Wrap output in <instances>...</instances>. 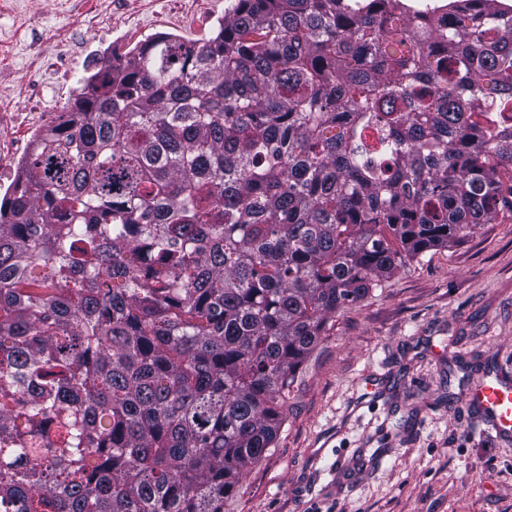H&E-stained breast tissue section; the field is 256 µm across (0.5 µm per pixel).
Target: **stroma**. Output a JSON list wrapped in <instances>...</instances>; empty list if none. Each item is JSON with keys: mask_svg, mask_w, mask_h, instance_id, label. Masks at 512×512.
Returning <instances> with one entry per match:
<instances>
[{"mask_svg": "<svg viewBox=\"0 0 512 512\" xmlns=\"http://www.w3.org/2000/svg\"><path fill=\"white\" fill-rule=\"evenodd\" d=\"M232 2L29 0V15L0 11V33L40 44L55 72L36 80L23 58L7 59L22 88L0 99L14 129L0 186L54 121L31 103L71 104L101 59L151 36L212 37ZM80 7L97 27L80 23ZM490 373L512 378V216L427 251L336 314L298 373L274 448L224 512H512V440L493 439L464 404Z\"/></svg>", "mask_w": 512, "mask_h": 512, "instance_id": "stroma-1", "label": "stroma"}]
</instances>
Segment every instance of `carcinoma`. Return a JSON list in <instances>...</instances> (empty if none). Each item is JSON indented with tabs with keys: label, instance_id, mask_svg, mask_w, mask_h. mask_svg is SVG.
<instances>
[{
	"label": "carcinoma",
	"instance_id": "cac0c4a2",
	"mask_svg": "<svg viewBox=\"0 0 512 512\" xmlns=\"http://www.w3.org/2000/svg\"><path fill=\"white\" fill-rule=\"evenodd\" d=\"M235 0L101 61L0 198V512H224L330 319L512 212V22Z\"/></svg>",
	"mask_w": 512,
	"mask_h": 512
}]
</instances>
